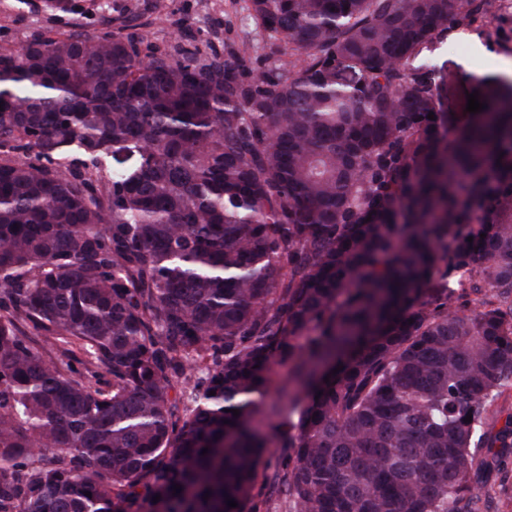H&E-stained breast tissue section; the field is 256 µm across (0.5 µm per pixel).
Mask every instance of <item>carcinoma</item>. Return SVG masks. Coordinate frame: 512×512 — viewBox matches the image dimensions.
<instances>
[{
    "label": "carcinoma",
    "mask_w": 512,
    "mask_h": 512,
    "mask_svg": "<svg viewBox=\"0 0 512 512\" xmlns=\"http://www.w3.org/2000/svg\"><path fill=\"white\" fill-rule=\"evenodd\" d=\"M488 9L247 0L303 56L251 76L110 16L0 49V512H261L284 362L285 512H477L476 450L512 447V96L459 126L418 59ZM293 387V376L289 371L288 364L278 366L276 368L272 393L265 399L262 412L256 418V424L268 436V439L271 438L255 489V494H258L256 499L264 504L262 505L261 512H266L265 505L269 507L267 509L269 512L277 511L275 508L279 506L277 494L271 483V477L278 469L284 454V448H279L276 440L271 437L272 427L278 420V417L271 411V407L275 404L280 407L288 406V394Z\"/></svg>",
    "instance_id": "carcinoma-1"
}]
</instances>
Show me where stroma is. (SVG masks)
I'll use <instances>...</instances> for the list:
<instances>
[{
    "label": "stroma",
    "mask_w": 512,
    "mask_h": 512,
    "mask_svg": "<svg viewBox=\"0 0 512 512\" xmlns=\"http://www.w3.org/2000/svg\"><path fill=\"white\" fill-rule=\"evenodd\" d=\"M112 16L125 18L133 32L164 45L174 41L178 23L190 27L201 45L233 43L245 48L255 67L277 65L272 41L247 16L244 0H108ZM99 12L50 18L37 6L0 0V47L24 42L33 32L64 35L72 31L104 32ZM512 60V0H491L488 14L468 28H453L447 39L425 55L428 64L444 68L445 106L468 119L467 93L484 91L496 79L492 58ZM473 481L479 512H512V448L480 449Z\"/></svg>",
    "instance_id": "stroma-1"
}]
</instances>
